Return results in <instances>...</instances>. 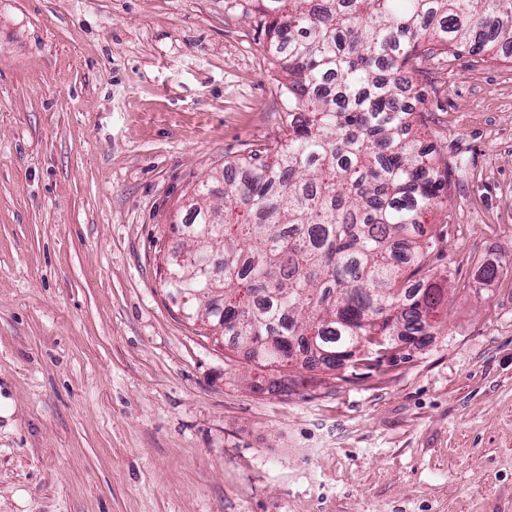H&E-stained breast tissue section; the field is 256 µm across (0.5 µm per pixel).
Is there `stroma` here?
I'll list each match as a JSON object with an SVG mask.
<instances>
[{
  "mask_svg": "<svg viewBox=\"0 0 512 512\" xmlns=\"http://www.w3.org/2000/svg\"><path fill=\"white\" fill-rule=\"evenodd\" d=\"M250 8L0 0V512H512V56L419 64L438 328L264 369L160 273L194 188L285 137Z\"/></svg>",
  "mask_w": 512,
  "mask_h": 512,
  "instance_id": "35a3bbf8",
  "label": "stroma"
}]
</instances>
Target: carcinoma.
<instances>
[{
    "instance_id": "carcinoma-1",
    "label": "carcinoma",
    "mask_w": 512,
    "mask_h": 512,
    "mask_svg": "<svg viewBox=\"0 0 512 512\" xmlns=\"http://www.w3.org/2000/svg\"><path fill=\"white\" fill-rule=\"evenodd\" d=\"M286 73L287 138L224 165L222 203L202 183L175 225L189 255L215 256L213 288L188 263L164 287L193 288L192 307L224 289L228 345L262 367L338 369L397 356L438 328L444 288L421 229L448 187L412 133L405 92L420 50L474 43L512 49V0H252Z\"/></svg>"
}]
</instances>
